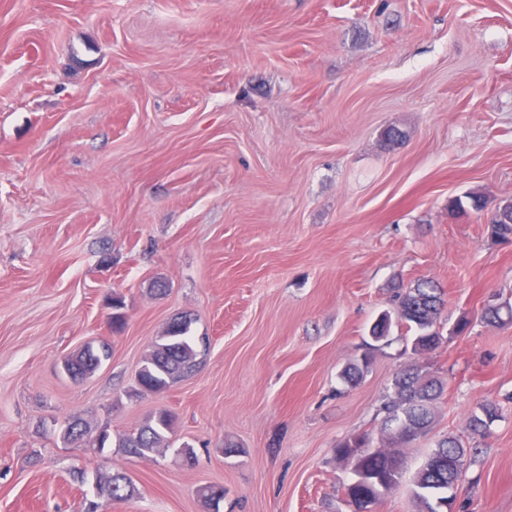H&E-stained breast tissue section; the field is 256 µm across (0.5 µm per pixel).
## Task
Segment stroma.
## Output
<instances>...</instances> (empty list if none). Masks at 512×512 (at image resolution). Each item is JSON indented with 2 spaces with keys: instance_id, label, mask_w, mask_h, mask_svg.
I'll list each match as a JSON object with an SVG mask.
<instances>
[{
  "instance_id": "obj_1",
  "label": "stroma",
  "mask_w": 512,
  "mask_h": 512,
  "mask_svg": "<svg viewBox=\"0 0 512 512\" xmlns=\"http://www.w3.org/2000/svg\"><path fill=\"white\" fill-rule=\"evenodd\" d=\"M472 194L512 201V0H0V512H82L116 471L137 494L111 512H207L210 484L220 512H351L336 446L386 440L407 364L445 392L374 512H417L411 475L488 401L503 417L447 512H512V323L478 318L512 299V243L451 210ZM421 279L442 344L414 352L397 321L373 341ZM185 314L200 369L139 391ZM102 342L72 380L64 359ZM162 409L175 435L148 458L58 436ZM111 354V346L107 343H102L96 348L88 345L77 355L68 358L66 372L74 380L83 379L94 373L105 361H108Z\"/></svg>"
}]
</instances>
